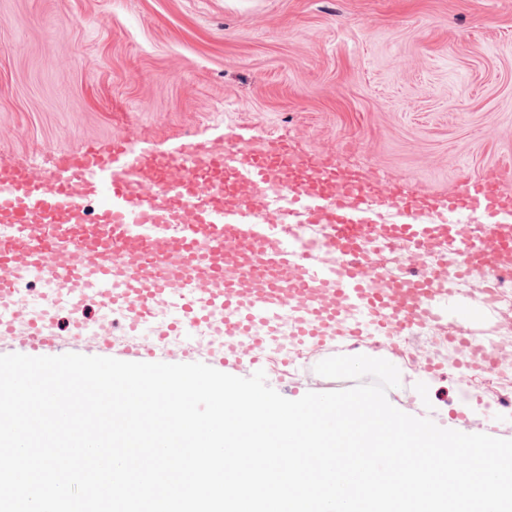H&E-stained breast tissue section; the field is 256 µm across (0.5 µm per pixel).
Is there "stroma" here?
Segmentation results:
<instances>
[{
  "mask_svg": "<svg viewBox=\"0 0 512 512\" xmlns=\"http://www.w3.org/2000/svg\"><path fill=\"white\" fill-rule=\"evenodd\" d=\"M293 141L343 171L441 199L512 193V0H0V165L37 171L128 138L153 152ZM400 411L512 440V408L399 353ZM320 350L271 360L296 400Z\"/></svg>",
  "mask_w": 512,
  "mask_h": 512,
  "instance_id": "obj_1",
  "label": "stroma"
}]
</instances>
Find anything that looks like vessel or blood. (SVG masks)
Here are the masks:
<instances>
[{
    "instance_id": "1",
    "label": "vessel or blood",
    "mask_w": 512,
    "mask_h": 512,
    "mask_svg": "<svg viewBox=\"0 0 512 512\" xmlns=\"http://www.w3.org/2000/svg\"><path fill=\"white\" fill-rule=\"evenodd\" d=\"M91 193L100 198L92 221ZM311 225L318 252L301 244ZM394 242L430 260L381 288L376 256ZM481 256L512 269V195L499 179L470 178L423 201L323 165L284 138L189 141L168 154L126 139L110 155L76 151L36 174L0 166V340L34 356L64 346L111 356L121 326L132 360L159 361L169 354L162 342L134 337L164 308V335L186 338L177 356L258 371L284 327L299 345L329 350L427 321H470L448 269L467 272ZM31 274L43 285L35 313L20 305ZM61 306L65 337L55 332ZM215 318L223 343L197 351L189 336Z\"/></svg>"
}]
</instances>
